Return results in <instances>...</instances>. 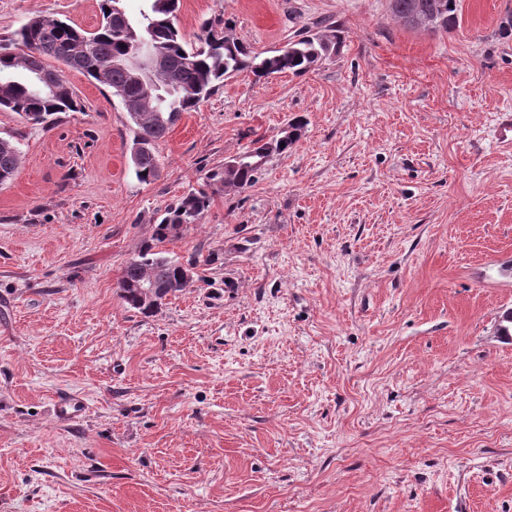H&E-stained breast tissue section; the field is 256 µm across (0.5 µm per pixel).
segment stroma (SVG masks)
<instances>
[{
	"label": "stroma",
	"mask_w": 512,
	"mask_h": 512,
	"mask_svg": "<svg viewBox=\"0 0 512 512\" xmlns=\"http://www.w3.org/2000/svg\"><path fill=\"white\" fill-rule=\"evenodd\" d=\"M406 27L389 0H181L254 52L333 22L308 73L242 72L139 182L109 89L45 125L0 110V512H512V0ZM98 0H0V37ZM300 117L258 182L167 249L202 261L153 316L117 281L161 211ZM83 398L71 424L57 393ZM20 162L18 144L12 139L0 137V186H5L14 178Z\"/></svg>",
	"instance_id": "35a3bbf8"
}]
</instances>
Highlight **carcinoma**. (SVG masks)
Wrapping results in <instances>:
<instances>
[{
	"label": "carcinoma",
	"instance_id": "cac0c4a2",
	"mask_svg": "<svg viewBox=\"0 0 512 512\" xmlns=\"http://www.w3.org/2000/svg\"><path fill=\"white\" fill-rule=\"evenodd\" d=\"M122 2L99 0L101 21L90 31L62 20L53 22L36 16L13 36L0 39V108L33 124L49 123L58 113L76 111L74 92L67 86L62 70L49 63L51 59L102 83L112 90L127 112L134 127L133 142L143 145L131 162L136 177L144 183L158 175V143L183 113L195 110L224 79L241 71H249L257 78L285 71L303 75L336 55L341 44L334 26H326L323 34L305 27L286 48L264 56L219 32L221 21L215 19L203 22L197 43L191 44L184 40L176 25L180 0H146L148 16L143 18V27L133 34L127 23L115 17L114 6ZM390 9L408 27L419 13L433 16L435 31L447 32L459 26L457 0H390ZM141 38L165 60L161 69L143 74L144 81L154 90V101L148 107L142 102L140 87L131 78L129 68ZM36 70L46 80L60 82L61 91L55 95L38 93L31 82V74ZM288 126L292 132L286 138L254 141L253 147L243 153L238 167L229 170L221 164L211 169L206 176V188L182 197L156 219L150 239L126 262L118 279L119 296L128 307L151 314L165 299L187 288L180 283L181 275L186 266H197V261L190 259L184 264L165 249V244L179 239L172 230H185L200 223L212 193L253 186L269 157L292 149L304 122L292 119ZM19 162L18 144L0 137L1 187L14 178ZM144 279L154 280L160 289L154 304H137L133 289L128 287Z\"/></svg>",
	"mask_w": 512,
	"mask_h": 512
}]
</instances>
